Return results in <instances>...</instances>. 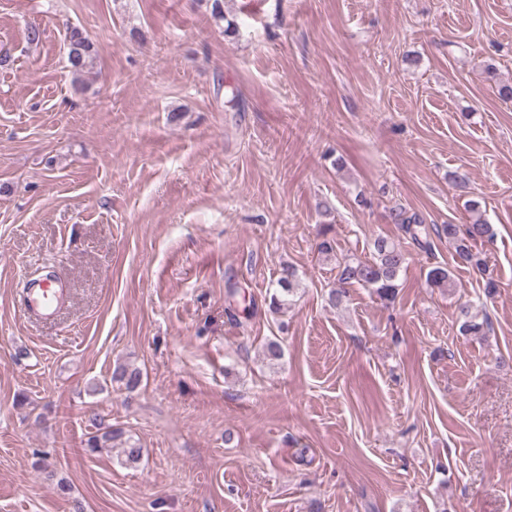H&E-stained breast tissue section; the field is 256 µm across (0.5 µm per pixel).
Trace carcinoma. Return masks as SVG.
Returning a JSON list of instances; mask_svg holds the SVG:
<instances>
[{
	"label": "carcinoma",
	"mask_w": 512,
	"mask_h": 512,
	"mask_svg": "<svg viewBox=\"0 0 512 512\" xmlns=\"http://www.w3.org/2000/svg\"><path fill=\"white\" fill-rule=\"evenodd\" d=\"M68 62L71 73L79 78L86 73L92 64L93 46L83 33L74 28L67 36ZM469 209L473 213L472 221L468 224H444L441 233L448 237V241L454 244L456 259L459 263L472 268L485 267V261L480 257V252L475 250L477 243L491 237V227L482 218L479 202L472 201ZM394 223L400 225L402 231L410 237L420 248L429 251L432 247L430 231L423 219L418 215L407 214L400 209L392 212ZM407 254L404 249L394 241L378 237L373 242L372 257L361 261L352 258L340 266L338 282L344 285L358 284L369 289L380 300L392 302L398 294L399 274L404 268ZM427 281L435 288H456L454 276L450 270L443 266L431 268L427 274ZM299 287L297 269L284 264L279 269L276 280L275 292L270 298V308L279 310L290 301V297L296 294ZM462 322L460 332L468 336H483L488 329L487 320H478L466 307L460 311ZM112 378L125 383L129 389H135L141 382V373L136 368L119 365L112 373ZM93 427L100 433L88 437L87 447L91 450L106 448L112 440L121 436V432L112 427H103L98 419H93Z\"/></svg>",
	"instance_id": "cac0c4a2"
}]
</instances>
